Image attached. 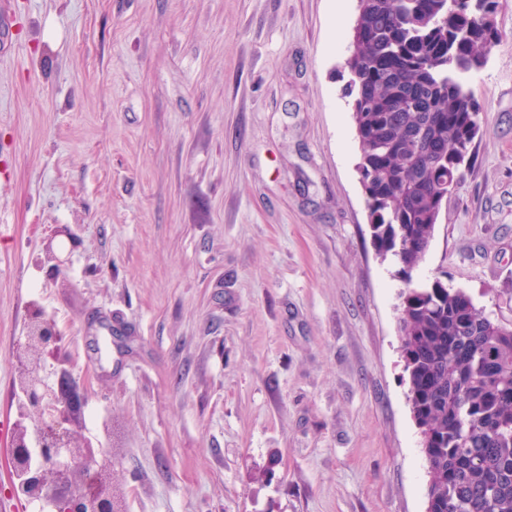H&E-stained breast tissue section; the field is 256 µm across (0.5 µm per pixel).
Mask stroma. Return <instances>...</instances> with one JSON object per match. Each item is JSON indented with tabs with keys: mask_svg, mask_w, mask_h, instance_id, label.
Listing matches in <instances>:
<instances>
[{
	"mask_svg": "<svg viewBox=\"0 0 512 512\" xmlns=\"http://www.w3.org/2000/svg\"><path fill=\"white\" fill-rule=\"evenodd\" d=\"M0 29V512L12 350L53 317L128 512H425L396 267L342 65L357 0H13ZM413 273L512 320V0ZM79 244L55 273L42 240Z\"/></svg>",
	"mask_w": 512,
	"mask_h": 512,
	"instance_id": "obj_1",
	"label": "stroma"
}]
</instances>
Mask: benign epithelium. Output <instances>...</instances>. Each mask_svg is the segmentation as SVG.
Instances as JSON below:
<instances>
[{"label":"benign epithelium","instance_id":"benign-epithelium-1","mask_svg":"<svg viewBox=\"0 0 512 512\" xmlns=\"http://www.w3.org/2000/svg\"><path fill=\"white\" fill-rule=\"evenodd\" d=\"M69 229L45 238L53 268L69 257L54 244ZM13 387L21 395L8 444L13 491L42 501L52 512H126V489L114 478V448L82 435L88 395L74 375L56 321L41 309L27 312L24 334L12 354Z\"/></svg>","mask_w":512,"mask_h":512}]
</instances>
